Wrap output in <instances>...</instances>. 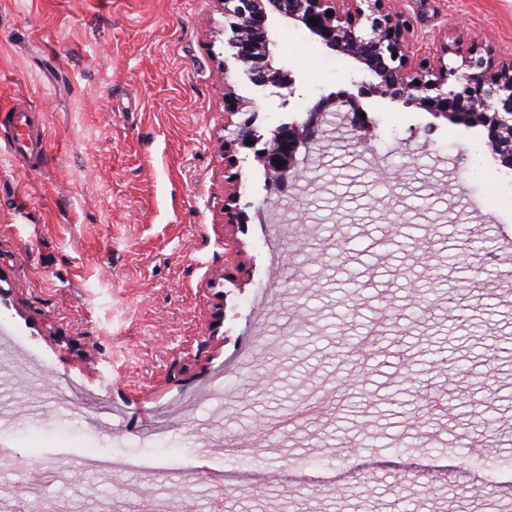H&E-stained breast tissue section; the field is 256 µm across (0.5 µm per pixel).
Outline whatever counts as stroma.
I'll use <instances>...</instances> for the list:
<instances>
[{"mask_svg":"<svg viewBox=\"0 0 512 512\" xmlns=\"http://www.w3.org/2000/svg\"><path fill=\"white\" fill-rule=\"evenodd\" d=\"M395 8L415 60L444 43L452 64L512 61V0ZM275 41L286 110L225 66L213 0H0V107L30 106L47 145L31 168L0 158V442L45 476L0 470V512H92L97 489L130 512L146 491L177 512H512V469L446 466L462 435L512 455V168L477 175L483 127L377 96L363 129L327 116L288 184L253 151L227 162L242 117L225 87L271 129L366 80L294 25ZM264 206L291 228L276 276ZM383 308L373 358L337 360ZM253 335L223 399L182 412ZM311 398L321 411L289 421ZM236 435L259 465L228 462ZM96 454L145 467L83 469Z\"/></svg>","mask_w":512,"mask_h":512,"instance_id":"obj_1","label":"stroma"}]
</instances>
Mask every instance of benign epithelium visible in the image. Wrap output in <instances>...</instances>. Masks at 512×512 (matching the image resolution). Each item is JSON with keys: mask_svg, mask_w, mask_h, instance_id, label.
<instances>
[{"mask_svg": "<svg viewBox=\"0 0 512 512\" xmlns=\"http://www.w3.org/2000/svg\"><path fill=\"white\" fill-rule=\"evenodd\" d=\"M224 14L230 35L229 59L242 67L255 87L288 89L294 94L291 73L274 66L271 47L279 24L307 30L325 48L353 59L370 75L363 88L393 102L422 108L437 117L487 130L486 146L491 156L512 165V63L499 64L492 51H476L452 66L445 62L443 44L431 61L410 60L407 28L401 16L391 11L390 0H215ZM332 15H327V12ZM319 20L318 25L310 19ZM224 107L231 114L250 117L236 137L224 145L265 147L255 157L266 172L283 180L296 175L299 148L322 130L327 114L343 109L360 115L358 102L346 93L330 94L316 101L305 122L283 123L270 131V139L255 127L254 102L230 90ZM285 166L279 167L276 161Z\"/></svg>", "mask_w": 512, "mask_h": 512, "instance_id": "benign-epithelium-1", "label": "benign epithelium"}]
</instances>
